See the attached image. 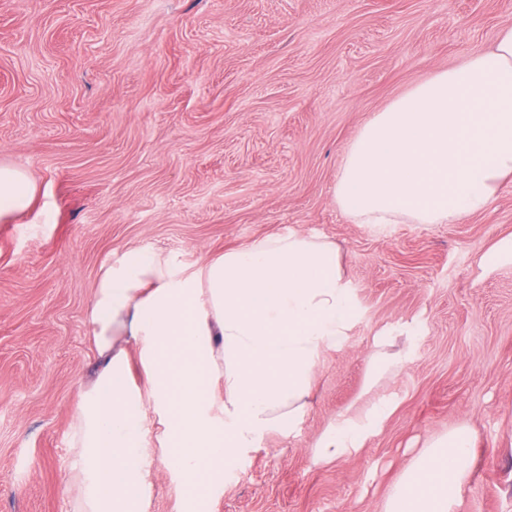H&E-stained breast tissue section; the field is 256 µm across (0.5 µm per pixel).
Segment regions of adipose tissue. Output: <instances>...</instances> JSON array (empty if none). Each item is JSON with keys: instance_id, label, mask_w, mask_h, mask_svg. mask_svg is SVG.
Returning <instances> with one entry per match:
<instances>
[{"instance_id": "obj_1", "label": "adipose tissue", "mask_w": 512, "mask_h": 512, "mask_svg": "<svg viewBox=\"0 0 512 512\" xmlns=\"http://www.w3.org/2000/svg\"><path fill=\"white\" fill-rule=\"evenodd\" d=\"M512 177V26L459 66L412 85L362 127L336 181V203L358 224H450L484 211ZM35 188L0 165V220L25 214ZM356 316L335 243L278 233L187 264L128 248L102 266L87 311L100 361L71 430V512H144L156 463L203 512L198 490L266 436L308 410L323 353ZM137 352L145 387L130 378ZM391 404L341 418L318 458L362 448ZM475 460L466 426L434 438L403 470L385 512H455Z\"/></svg>"}]
</instances>
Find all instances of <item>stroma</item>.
<instances>
[{
    "label": "stroma",
    "mask_w": 512,
    "mask_h": 512,
    "mask_svg": "<svg viewBox=\"0 0 512 512\" xmlns=\"http://www.w3.org/2000/svg\"><path fill=\"white\" fill-rule=\"evenodd\" d=\"M508 25L512 0H0V164L37 188L0 222V512H68L77 493L69 430L111 252L200 263L288 231L336 243L358 318L296 429L206 512H384L426 441L461 425L475 467L457 512H512V264L478 267L512 233V180L454 224H355L334 198L375 112ZM383 329L411 352L375 389L394 410L357 453L317 460L363 404Z\"/></svg>",
    "instance_id": "35a3bbf8"
}]
</instances>
